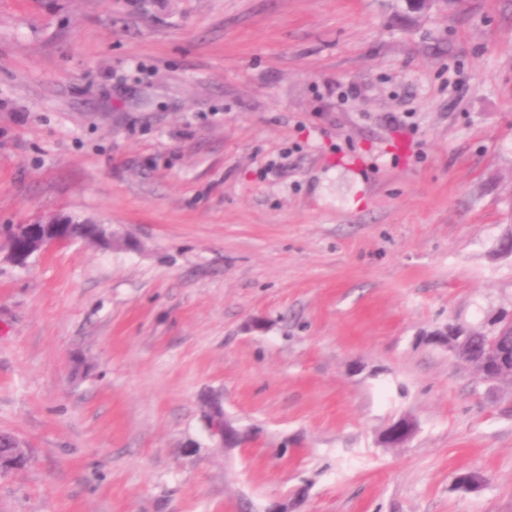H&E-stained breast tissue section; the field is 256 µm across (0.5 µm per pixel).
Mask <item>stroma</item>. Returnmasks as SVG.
Wrapping results in <instances>:
<instances>
[{
  "mask_svg": "<svg viewBox=\"0 0 512 512\" xmlns=\"http://www.w3.org/2000/svg\"><path fill=\"white\" fill-rule=\"evenodd\" d=\"M511 232L512 0H0V512H512ZM65 218H51L46 222L28 224L14 233L16 238L23 240L21 248L10 247L15 261L24 264L26 260L41 248L53 244H65L71 240L67 235ZM497 323L501 325L496 330L488 333V336H485L486 331L471 332V335L477 338L484 336L483 351L480 353L475 352L469 333H449L446 338L447 345L463 354L476 367L484 381L504 384L512 388V356H510L512 355V339L504 342V347L510 355L495 351L503 345L502 342L506 336H502L501 333L504 328L511 326L512 335V317L511 315L503 317ZM416 431L413 420L402 418L391 424L382 435V444L389 448L404 447Z\"/></svg>",
  "mask_w": 512,
  "mask_h": 512,
  "instance_id": "obj_1",
  "label": "stroma"
}]
</instances>
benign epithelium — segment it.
<instances>
[{"label": "benign epithelium", "mask_w": 512, "mask_h": 512, "mask_svg": "<svg viewBox=\"0 0 512 512\" xmlns=\"http://www.w3.org/2000/svg\"><path fill=\"white\" fill-rule=\"evenodd\" d=\"M67 221L63 218H51L46 222L28 224L15 232V237L23 240L20 248H11L15 261L23 264L36 251L53 244L70 242L66 231ZM512 327V317L506 316L499 320V327L484 337L483 351L475 352L471 336L467 334L449 333L447 344L463 354L477 369L481 378L490 383L504 384L512 388V356L496 349L502 346L504 336L502 331ZM416 431L413 420L402 418L391 424L382 435V444L389 448H401L407 444ZM9 448L5 452L0 449V473L19 466L23 461V454L16 440L4 442Z\"/></svg>", "instance_id": "benign-epithelium-1"}]
</instances>
